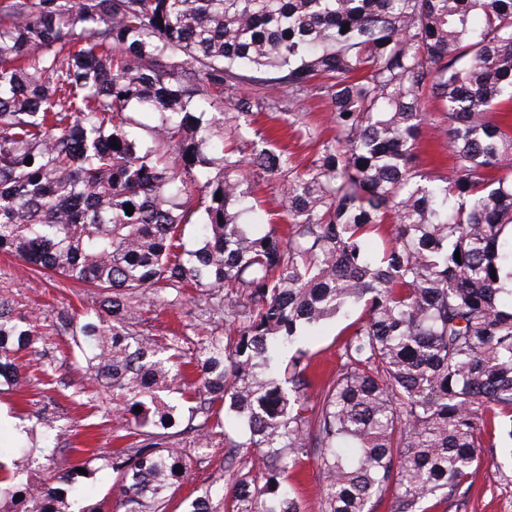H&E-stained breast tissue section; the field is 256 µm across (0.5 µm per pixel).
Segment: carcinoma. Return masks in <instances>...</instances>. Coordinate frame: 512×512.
Wrapping results in <instances>:
<instances>
[{"label":"carcinoma","mask_w":512,"mask_h":512,"mask_svg":"<svg viewBox=\"0 0 512 512\" xmlns=\"http://www.w3.org/2000/svg\"><path fill=\"white\" fill-rule=\"evenodd\" d=\"M268 84L310 140L304 101L329 103L336 136L302 171L274 147L226 153L210 133L223 101L207 89L246 119L265 101L245 88ZM432 109L446 173L417 151ZM136 111L157 116L146 139ZM251 166L284 181L287 232L240 221ZM0 253L98 290L59 330L133 438L54 473L61 433L31 414L34 446L0 462V512H104L78 506V468L112 471L124 512H166L190 467L170 397L188 364L187 398L206 410L187 424L197 452L234 423L246 439L232 448L264 471L227 490L212 480L183 512H301L288 475L311 455L322 512H372L389 487L392 512H430L485 455L489 423L512 441V0H0ZM185 287L224 321L190 362L186 337L160 344L135 321L141 300ZM358 304L312 404L297 343ZM40 342L0 295V386L42 384L53 361L18 363Z\"/></svg>","instance_id":"carcinoma-1"}]
</instances>
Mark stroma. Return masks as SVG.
Returning <instances> with one entry per match:
<instances>
[{"mask_svg": "<svg viewBox=\"0 0 512 512\" xmlns=\"http://www.w3.org/2000/svg\"><path fill=\"white\" fill-rule=\"evenodd\" d=\"M304 111L306 122L319 135L318 141L295 134L286 113L266 111L259 114L255 122L241 126L236 143L243 150H250L252 143L260 141L270 130L280 145L292 152L296 163L308 164L319 141L330 139L334 130L323 99H307ZM250 179L255 185L256 197L251 215L253 222L264 231L270 223H286L282 182L258 171L251 172ZM0 295L13 299L19 312L37 318L43 327L55 324L60 312L86 311L97 305L96 289L30 272L19 260L7 255H0ZM204 306L200 294L192 289L184 290L178 304L172 308L160 302H144L139 313V328L160 341L175 331L193 338L206 335L211 324L201 314ZM347 323L344 316H334L307 343L320 378H329L336 371ZM66 342V335L58 333L46 337L39 346V353H46L54 360L47 383L21 391H0V410L8 414L7 420L0 422V455L6 457L14 451L13 431L26 426V413L42 408L50 410L57 425L71 430L64 448L56 454L57 469L68 466L72 449L90 448L106 453L117 446L118 435L125 431L124 422L110 397L94 389L85 363L67 356ZM240 438V433L231 427L213 435L208 454L195 458L189 478L170 490L169 512H181L186 496L210 483L219 472L232 474L241 469L240 458L234 457L230 448L231 442ZM485 439L492 443V451L471 471L462 492L449 496L434 512H512V447L501 443L500 431L495 427L488 430Z\"/></svg>", "mask_w": 512, "mask_h": 512, "instance_id": "35a3bbf8", "label": "stroma"}]
</instances>
